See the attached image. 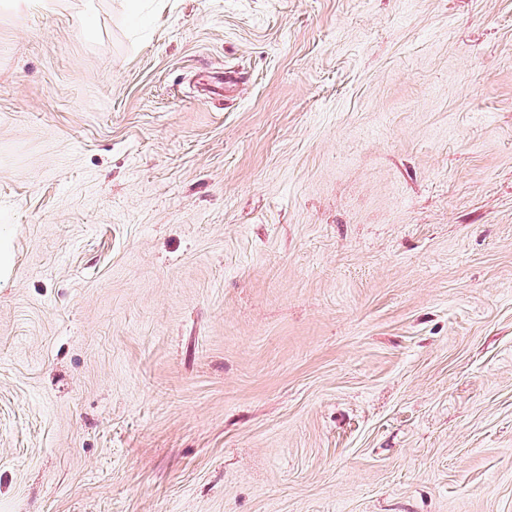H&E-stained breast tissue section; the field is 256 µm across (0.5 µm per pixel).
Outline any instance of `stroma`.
Returning <instances> with one entry per match:
<instances>
[{
  "instance_id": "stroma-1",
  "label": "stroma",
  "mask_w": 512,
  "mask_h": 512,
  "mask_svg": "<svg viewBox=\"0 0 512 512\" xmlns=\"http://www.w3.org/2000/svg\"><path fill=\"white\" fill-rule=\"evenodd\" d=\"M0 0V512H512V0Z\"/></svg>"
}]
</instances>
